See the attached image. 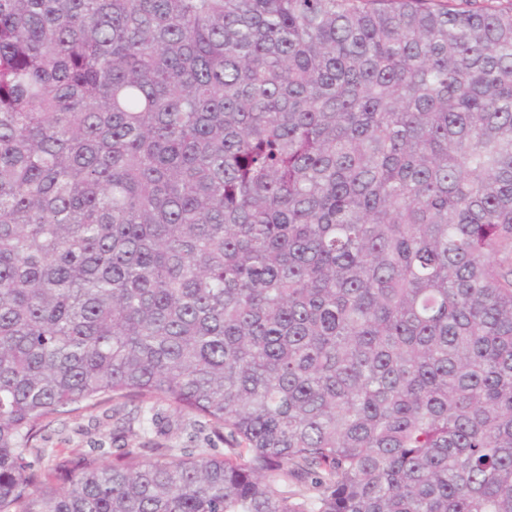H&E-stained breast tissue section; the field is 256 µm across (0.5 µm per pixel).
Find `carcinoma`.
I'll return each instance as SVG.
<instances>
[{
	"label": "carcinoma",
	"instance_id": "1",
	"mask_svg": "<svg viewBox=\"0 0 512 512\" xmlns=\"http://www.w3.org/2000/svg\"><path fill=\"white\" fill-rule=\"evenodd\" d=\"M0 512H512V0H0ZM156 412L155 424L135 422L125 432L112 426V402L78 414H57L46 422L34 441L39 448L52 449L42 461V467H50L58 459L87 453L92 448L103 454L105 461H111L120 448H143L144 445L151 448L154 444L167 448H213L210 453H224V441L207 430L200 431L189 425V416L166 404L156 407Z\"/></svg>",
	"mask_w": 512,
	"mask_h": 512
}]
</instances>
